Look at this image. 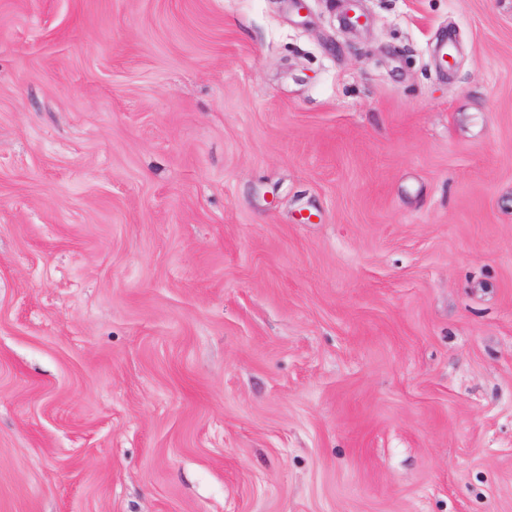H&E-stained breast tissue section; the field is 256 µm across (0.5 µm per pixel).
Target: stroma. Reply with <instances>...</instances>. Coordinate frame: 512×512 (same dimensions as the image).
Returning a JSON list of instances; mask_svg holds the SVG:
<instances>
[{"instance_id":"1","label":"stroma","mask_w":512,"mask_h":512,"mask_svg":"<svg viewBox=\"0 0 512 512\" xmlns=\"http://www.w3.org/2000/svg\"><path fill=\"white\" fill-rule=\"evenodd\" d=\"M0 512H512V0H0Z\"/></svg>"}]
</instances>
